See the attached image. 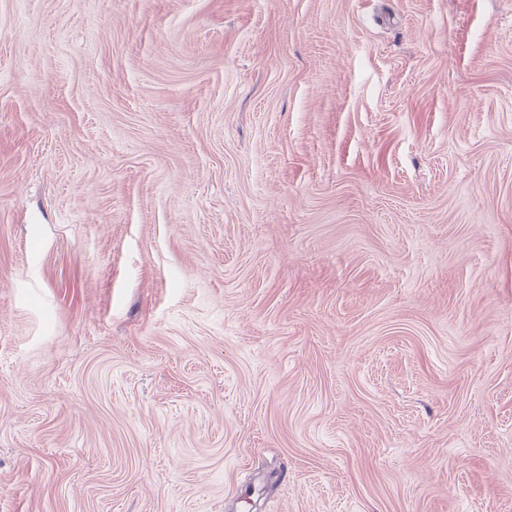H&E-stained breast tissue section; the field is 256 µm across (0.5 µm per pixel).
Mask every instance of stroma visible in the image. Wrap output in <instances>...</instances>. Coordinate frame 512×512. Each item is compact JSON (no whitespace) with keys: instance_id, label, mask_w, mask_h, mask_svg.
Here are the masks:
<instances>
[{"instance_id":"35a3bbf8","label":"stroma","mask_w":512,"mask_h":512,"mask_svg":"<svg viewBox=\"0 0 512 512\" xmlns=\"http://www.w3.org/2000/svg\"><path fill=\"white\" fill-rule=\"evenodd\" d=\"M0 512H512V0H0Z\"/></svg>"}]
</instances>
